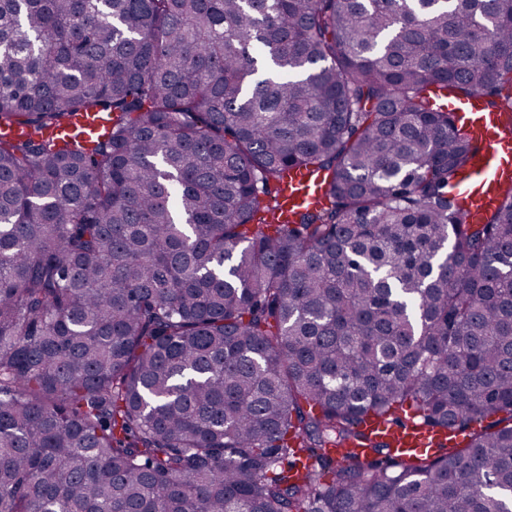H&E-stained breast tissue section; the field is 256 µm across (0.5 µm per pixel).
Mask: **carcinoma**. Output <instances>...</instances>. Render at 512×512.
<instances>
[{"instance_id": "cac0c4a2", "label": "carcinoma", "mask_w": 512, "mask_h": 512, "mask_svg": "<svg viewBox=\"0 0 512 512\" xmlns=\"http://www.w3.org/2000/svg\"><path fill=\"white\" fill-rule=\"evenodd\" d=\"M450 95L512 113V0H0V512H512V185L465 219ZM406 402L490 424L330 454ZM322 182L323 175L312 169H297L288 173L280 199L283 212L289 215L291 210L313 201L323 191Z\"/></svg>"}]
</instances>
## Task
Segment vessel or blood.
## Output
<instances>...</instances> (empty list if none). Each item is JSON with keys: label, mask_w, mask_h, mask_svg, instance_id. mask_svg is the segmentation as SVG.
<instances>
[{"label": "vessel or blood", "mask_w": 512, "mask_h": 512, "mask_svg": "<svg viewBox=\"0 0 512 512\" xmlns=\"http://www.w3.org/2000/svg\"><path fill=\"white\" fill-rule=\"evenodd\" d=\"M447 109L467 124L482 143L480 156L462 175L457 190L465 213L474 221L482 216L484 206L494 202L499 186L512 182V130L503 113L486 108L478 97L449 100ZM322 191V174L307 168L290 172L283 184L282 209H297ZM364 428L371 438L388 440L395 452L406 456L432 450L442 440L441 434L412 419L400 426L371 419Z\"/></svg>", "instance_id": "1"}]
</instances>
